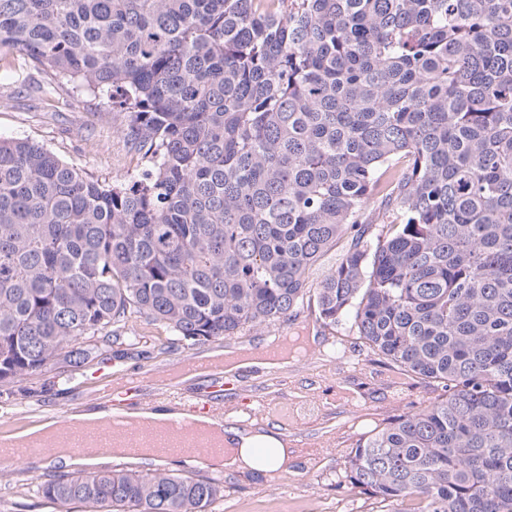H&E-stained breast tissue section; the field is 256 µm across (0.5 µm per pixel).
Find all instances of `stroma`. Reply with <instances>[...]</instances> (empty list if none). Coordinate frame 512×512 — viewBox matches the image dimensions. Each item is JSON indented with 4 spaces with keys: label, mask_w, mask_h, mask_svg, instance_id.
Masks as SVG:
<instances>
[{
    "label": "stroma",
    "mask_w": 512,
    "mask_h": 512,
    "mask_svg": "<svg viewBox=\"0 0 512 512\" xmlns=\"http://www.w3.org/2000/svg\"><path fill=\"white\" fill-rule=\"evenodd\" d=\"M46 83L45 75H29L18 63L0 61V140L38 143L102 183L137 176L146 168V160L117 132L107 97L76 93L68 85L48 94ZM134 330L140 338L137 345L103 348L78 374L60 363L0 386V420L34 410L38 422L64 423L76 413L108 409L103 385L93 378L105 359L139 378V406L175 412L176 400L156 384L161 372L175 369L189 356L287 337V366L239 374L238 389L225 397L224 407L237 412L250 404L255 422L282 431L297 458L274 480L197 467L196 475L224 486V498L213 512H376L373 499L345 482L347 457L368 432L425 408L438 394L433 382L373 351L358 335L352 317L326 327L314 306L305 303L288 324L247 327L238 335L194 345H171L169 330L160 324L140 321ZM56 473L53 467H12L9 483L0 482V512H55L30 490L37 478Z\"/></svg>",
    "instance_id": "35a3bbf8"
}]
</instances>
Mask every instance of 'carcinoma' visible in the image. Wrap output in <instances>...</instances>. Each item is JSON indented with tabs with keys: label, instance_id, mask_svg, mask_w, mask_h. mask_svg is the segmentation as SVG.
I'll return each mask as SVG.
<instances>
[{
	"label": "carcinoma",
	"instance_id": "obj_1",
	"mask_svg": "<svg viewBox=\"0 0 512 512\" xmlns=\"http://www.w3.org/2000/svg\"><path fill=\"white\" fill-rule=\"evenodd\" d=\"M14 52L108 95L149 166L104 185L0 140L1 384L134 346L138 319L196 344L308 299L441 389L359 441L351 488L380 512H512V0H0ZM37 494L212 512L224 487L110 469ZM350 245V237L342 236L337 244L336 248L331 250L326 256L322 258V260L314 267L310 278H309V287L315 288L317 283L323 278V276L327 273V271L336 265V261L341 257L343 251L347 249Z\"/></svg>",
	"mask_w": 512,
	"mask_h": 512
}]
</instances>
